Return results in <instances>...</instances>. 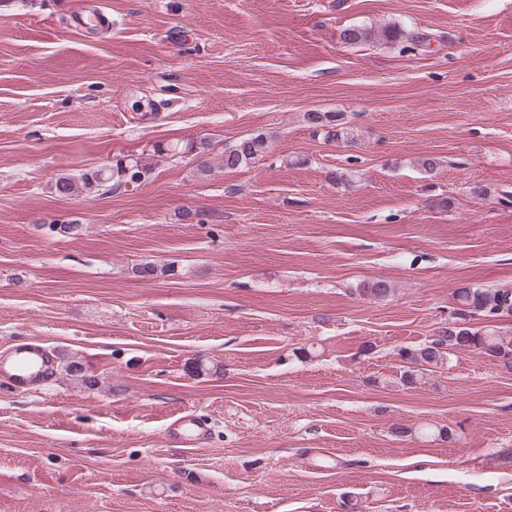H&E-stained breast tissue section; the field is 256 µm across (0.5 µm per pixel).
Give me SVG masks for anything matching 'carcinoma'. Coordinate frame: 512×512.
Returning <instances> with one entry per match:
<instances>
[{"mask_svg":"<svg viewBox=\"0 0 512 512\" xmlns=\"http://www.w3.org/2000/svg\"><path fill=\"white\" fill-rule=\"evenodd\" d=\"M340 38L348 45L359 46L374 39L396 43L406 38V34L395 25L379 30L353 25L343 29ZM306 120L315 128H333L331 134L347 142L357 140L355 131L341 125V117L335 112H308ZM266 149V142L259 135L241 139L224 149V168L235 169L255 162L266 154ZM147 173L148 169L136 161L128 164L119 161L111 170L99 169L85 174L79 184L67 177H60L55 182V190L60 195H70L80 188L105 194L114 187L136 183ZM365 293L374 299L384 300L394 294V288L388 281L380 279L369 284ZM454 299L457 307L451 312L449 320L458 327L451 332L443 327L424 345L400 350L399 356L409 364L402 375L404 384L416 382L418 367L440 365L449 358L452 350L459 348L471 349L512 368V335L489 325L480 328L474 325L482 318L492 320L503 315L512 316V290L467 285L455 290Z\"/></svg>","mask_w":512,"mask_h":512,"instance_id":"cac0c4a2","label":"carcinoma"}]
</instances>
